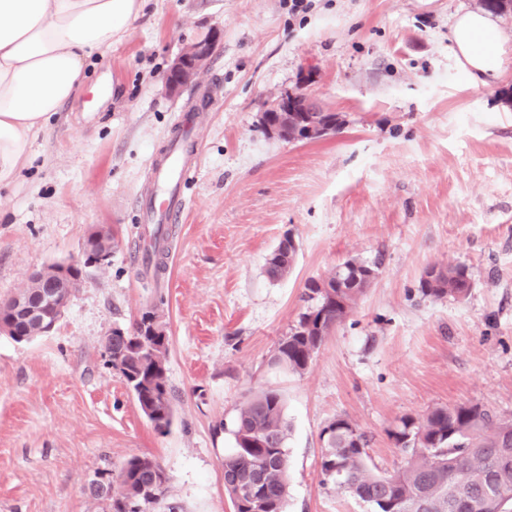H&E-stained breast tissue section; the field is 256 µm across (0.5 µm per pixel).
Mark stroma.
Segmentation results:
<instances>
[{
	"mask_svg": "<svg viewBox=\"0 0 512 512\" xmlns=\"http://www.w3.org/2000/svg\"><path fill=\"white\" fill-rule=\"evenodd\" d=\"M477 0H148L126 36L33 139L0 188V300L48 265L78 259L97 226L117 242L54 330L0 335V512H102L96 472L155 457L178 512H233L225 452L239 406L273 389L288 435L286 512H369L318 483L322 429L348 418L381 472L403 457L388 436L404 416L483 404L512 417V23L498 78L457 65L453 15ZM217 38L204 74L168 95L187 45ZM307 82L339 133L286 142L262 131L271 95ZM196 112V173L161 280L129 248L135 207L176 114ZM287 278L265 262L285 235ZM379 261L376 279L303 373L270 358L304 306L308 280L344 261ZM462 264L464 298L422 296L426 268ZM163 299L175 420L157 433L102 340Z\"/></svg>",
	"mask_w": 512,
	"mask_h": 512,
	"instance_id": "obj_1",
	"label": "stroma"
}]
</instances>
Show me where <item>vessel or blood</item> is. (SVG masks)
I'll use <instances>...</instances> for the list:
<instances>
[{
  "instance_id": "b4317fda",
  "label": "vessel or blood",
  "mask_w": 512,
  "mask_h": 512,
  "mask_svg": "<svg viewBox=\"0 0 512 512\" xmlns=\"http://www.w3.org/2000/svg\"><path fill=\"white\" fill-rule=\"evenodd\" d=\"M189 137H181L170 144L165 161L154 172L159 191L139 205L143 220L149 224L182 223L186 203L180 194L181 184L186 183L191 170L185 163Z\"/></svg>"
}]
</instances>
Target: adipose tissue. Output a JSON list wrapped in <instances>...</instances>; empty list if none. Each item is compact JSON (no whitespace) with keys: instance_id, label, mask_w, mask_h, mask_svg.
<instances>
[{"instance_id":"1","label":"adipose tissue","mask_w":512,"mask_h":512,"mask_svg":"<svg viewBox=\"0 0 512 512\" xmlns=\"http://www.w3.org/2000/svg\"><path fill=\"white\" fill-rule=\"evenodd\" d=\"M146 0H0V184L14 181L31 141L76 94L85 68L136 20ZM458 64L496 77L504 46L492 13H459L449 29Z\"/></svg>"}]
</instances>
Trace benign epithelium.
Returning <instances> with one entry per match:
<instances>
[{
    "mask_svg": "<svg viewBox=\"0 0 512 512\" xmlns=\"http://www.w3.org/2000/svg\"><path fill=\"white\" fill-rule=\"evenodd\" d=\"M213 39L184 48L172 61L165 86L169 93L176 94L184 86L198 80L207 67L212 55ZM319 111L299 86L272 96L265 105L262 122L271 132L282 133L290 127L307 125L306 134L316 140L325 131L322 118L313 117L306 121L307 113ZM112 257V235L106 234L103 227L93 228L87 235L81 248L80 258L90 265H102ZM76 263L60 264L54 269L39 272L34 280L41 288V297L36 300L26 293H19L7 301L21 313L29 324L35 326L44 335L50 333L59 322L69 303L70 297L63 289L69 287L70 273Z\"/></svg>",
    "mask_w": 512,
    "mask_h": 512,
    "instance_id": "7a95c632",
    "label": "benign epithelium"
}]
</instances>
